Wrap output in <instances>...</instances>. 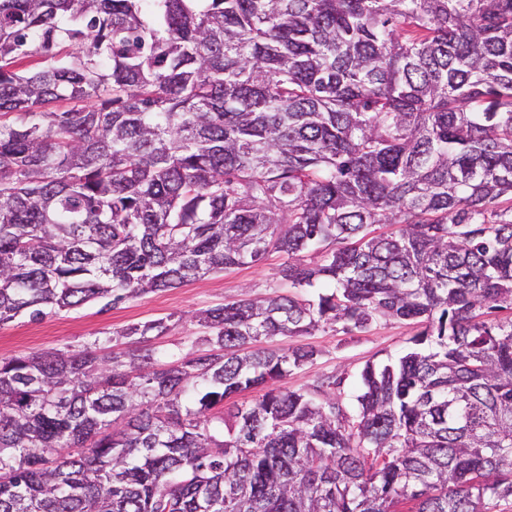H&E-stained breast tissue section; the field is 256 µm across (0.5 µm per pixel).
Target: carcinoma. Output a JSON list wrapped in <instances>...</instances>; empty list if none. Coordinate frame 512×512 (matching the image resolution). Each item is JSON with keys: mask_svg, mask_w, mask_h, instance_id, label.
Masks as SVG:
<instances>
[{"mask_svg": "<svg viewBox=\"0 0 512 512\" xmlns=\"http://www.w3.org/2000/svg\"><path fill=\"white\" fill-rule=\"evenodd\" d=\"M2 116L0 323L271 250L290 291L201 312L208 352L159 367L1 358L0 512L512 501V0H0ZM379 318L425 329L350 410L273 388L313 348L254 347Z\"/></svg>", "mask_w": 512, "mask_h": 512, "instance_id": "carcinoma-1", "label": "carcinoma"}]
</instances>
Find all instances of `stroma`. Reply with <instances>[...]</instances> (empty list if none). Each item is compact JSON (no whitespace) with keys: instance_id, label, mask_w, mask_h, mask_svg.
<instances>
[{"instance_id":"1","label":"stroma","mask_w":512,"mask_h":512,"mask_svg":"<svg viewBox=\"0 0 512 512\" xmlns=\"http://www.w3.org/2000/svg\"><path fill=\"white\" fill-rule=\"evenodd\" d=\"M282 261L281 253L273 251L258 264L210 274L113 307L91 302L39 320L15 318L0 324V358L20 353L79 351L94 344L108 351L126 352L139 348L140 342L124 336V329L159 318L168 320L169 329L149 341L157 355L165 361L192 355L201 349L203 337L196 314L231 300L282 291ZM419 330V324L412 321L380 319L361 331L344 330L338 323L304 337H275L268 340V347L286 349L305 343L318 352L312 364L292 371L277 387L283 392L308 390L315 392L317 398L333 397L343 405H351L365 364H379L401 355Z\"/></svg>"}]
</instances>
